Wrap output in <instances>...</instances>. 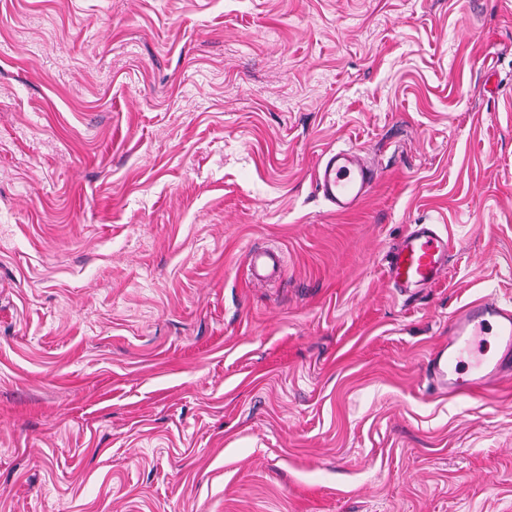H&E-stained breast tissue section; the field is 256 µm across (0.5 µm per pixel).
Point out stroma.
Wrapping results in <instances>:
<instances>
[{"label": "stroma", "instance_id": "35a3bbf8", "mask_svg": "<svg viewBox=\"0 0 512 512\" xmlns=\"http://www.w3.org/2000/svg\"><path fill=\"white\" fill-rule=\"evenodd\" d=\"M413 224L454 246L407 297ZM490 293L512 0H0V512H512V385L425 374ZM379 174L351 149L325 152L315 170V187L336 213L357 209ZM435 224H413L391 251L388 279L403 296L435 284L448 265L453 248L448 234ZM283 269L282 256L275 251L253 247L249 251V275L253 279H271L279 276Z\"/></svg>", "mask_w": 512, "mask_h": 512}]
</instances>
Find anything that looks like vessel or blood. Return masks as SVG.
I'll use <instances>...</instances> for the list:
<instances>
[{
    "mask_svg": "<svg viewBox=\"0 0 512 512\" xmlns=\"http://www.w3.org/2000/svg\"><path fill=\"white\" fill-rule=\"evenodd\" d=\"M378 178L351 149L325 152L315 170V187L333 211L348 213L357 209ZM452 240L437 225L414 224L391 251L388 279L401 295L435 284L448 265ZM283 259L278 252L251 248L248 271L257 280L279 276ZM482 334L495 336L496 352L482 355L472 372L460 365L463 343ZM427 372L437 389L457 393L480 388L494 391L497 383L512 377V306L488 294L454 312L448 321V343L433 351Z\"/></svg>",
    "mask_w": 512,
    "mask_h": 512,
    "instance_id": "1",
    "label": "vessel or blood"
}]
</instances>
